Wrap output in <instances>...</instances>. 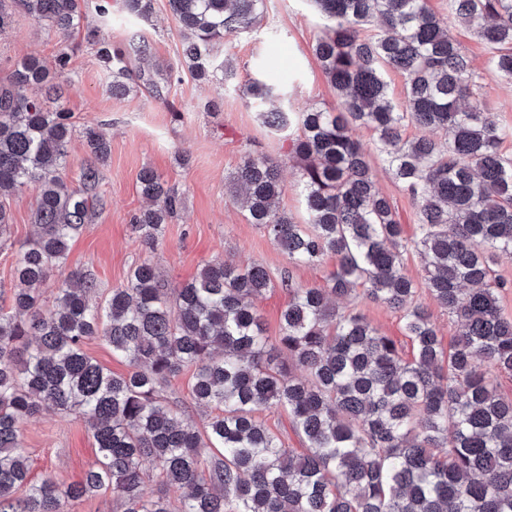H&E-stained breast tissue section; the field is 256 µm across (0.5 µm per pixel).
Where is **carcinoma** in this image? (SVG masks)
<instances>
[{
    "mask_svg": "<svg viewBox=\"0 0 512 512\" xmlns=\"http://www.w3.org/2000/svg\"><path fill=\"white\" fill-rule=\"evenodd\" d=\"M312 2L326 21L313 51L336 105L296 110L276 103L273 84L255 79L246 88L262 124L291 136L307 222L276 206L285 192L278 161L249 155L229 177L245 191L248 223L262 226L290 263L337 260L324 288L281 282L289 299L274 340L256 305L273 287L261 265L214 260L171 289L145 260L91 304L97 282L65 268L71 240L101 202L110 141L83 129V189H70L60 177L75 133L70 113L14 92L46 88L61 97L53 80L69 75L67 47L50 64L17 62L11 85L0 87V199L36 191L39 228L17 253V287L0 305V512H69L107 490L121 512H512V399L496 386L498 375L512 376V319L498 304L508 282L494 280L491 268L495 256L512 255V156L502 151L512 129L482 92L486 78L512 82V0H448V18L488 49L481 68L428 0ZM169 5L183 63L208 81L224 35L257 24L264 0ZM85 8V0H0V32L21 10L65 37ZM85 39L112 75V97L125 96L134 82L129 55L99 28ZM387 68L404 78L401 104L389 98ZM358 125L372 129L416 208L412 248L424 262V287L460 324L447 346L405 271L403 228L375 189ZM409 125L447 132V145L404 138ZM139 190L148 206L132 232L152 248L181 197L149 168ZM55 275L47 302L40 286ZM359 287L399 314L412 358L356 307L333 303ZM94 337L130 370L116 375L90 357L84 345ZM185 370L192 401L209 411L201 429L164 394ZM47 408L85 420L97 448L95 466L64 489L51 478L28 480L21 424ZM279 408L306 453L292 454L259 418ZM154 473L163 492L149 495L144 484Z\"/></svg>",
    "mask_w": 512,
    "mask_h": 512,
    "instance_id": "carcinoma-1",
    "label": "carcinoma"
}]
</instances>
